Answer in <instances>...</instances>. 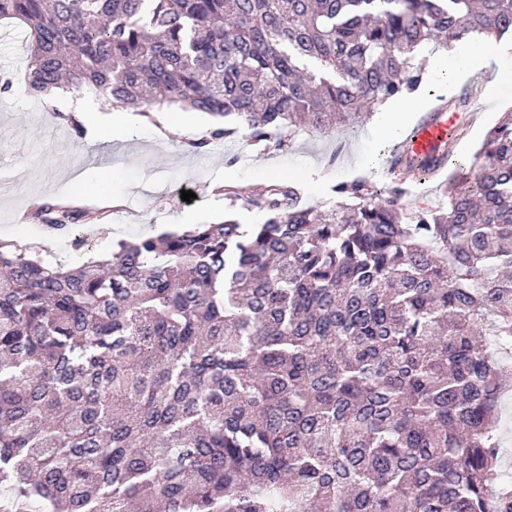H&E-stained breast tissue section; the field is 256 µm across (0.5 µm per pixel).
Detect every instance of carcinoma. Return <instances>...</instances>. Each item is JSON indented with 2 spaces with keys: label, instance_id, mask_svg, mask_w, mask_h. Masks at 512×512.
<instances>
[{
  "label": "carcinoma",
  "instance_id": "obj_1",
  "mask_svg": "<svg viewBox=\"0 0 512 512\" xmlns=\"http://www.w3.org/2000/svg\"><path fill=\"white\" fill-rule=\"evenodd\" d=\"M0 19L25 29L28 93L204 112L202 153L362 122L423 84V44L512 37V0H0ZM457 138L409 171L440 173ZM481 152L436 206L355 179L326 209L277 181L78 268L0 242V512H512L511 112ZM507 393L503 397V417H504V438L505 447L511 448V456L504 457V472L508 465L511 464L512 470V378L506 383ZM510 463V464H509Z\"/></svg>",
  "mask_w": 512,
  "mask_h": 512
}]
</instances>
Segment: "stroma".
<instances>
[{"instance_id":"35a3bbf8","label":"stroma","mask_w":512,"mask_h":512,"mask_svg":"<svg viewBox=\"0 0 512 512\" xmlns=\"http://www.w3.org/2000/svg\"><path fill=\"white\" fill-rule=\"evenodd\" d=\"M475 81L480 93L461 112L466 133L456 145L457 162L471 164L487 132L503 113L512 112V43L498 45L497 57L463 66L427 70L419 91L409 96L408 125H415L435 96L459 93ZM387 107L361 125L344 126L331 137L310 132L292 135L286 148L275 141L253 144L238 132L207 152L185 150L179 136L161 141L141 126L121 142L90 144L76 138L55 117L46 97L29 96L16 87L0 97V241L25 240L29 255L77 266L112 251L119 240L181 229L184 220L211 224L222 219L227 202L218 187L246 186L262 192L273 181L300 183L309 202L333 206V186L356 178L376 184L392 181L385 168L389 150L402 134L385 130ZM84 181L110 175L118 206L102 208L89 232L55 233L34 219L36 201L67 200ZM192 191L183 201L181 191Z\"/></svg>"}]
</instances>
